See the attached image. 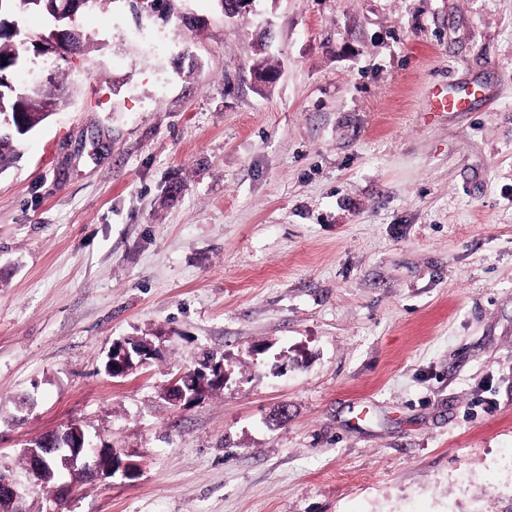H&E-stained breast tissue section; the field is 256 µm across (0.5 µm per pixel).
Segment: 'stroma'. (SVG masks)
Listing matches in <instances>:
<instances>
[{
    "instance_id": "1",
    "label": "stroma",
    "mask_w": 512,
    "mask_h": 512,
    "mask_svg": "<svg viewBox=\"0 0 512 512\" xmlns=\"http://www.w3.org/2000/svg\"><path fill=\"white\" fill-rule=\"evenodd\" d=\"M74 24L10 74L58 93L0 167V470L73 423L139 469L25 512H512V0ZM206 351L223 386L168 400ZM482 92V88L475 85H448L438 83L433 87L429 107L433 112H466L473 98ZM134 342V339H128L127 341L113 344L112 349L108 352V363L104 368L111 377H125L128 374L131 363V351L135 350ZM116 351L120 355L119 360L113 359V352L115 353ZM113 365H116V368H113Z\"/></svg>"
}]
</instances>
